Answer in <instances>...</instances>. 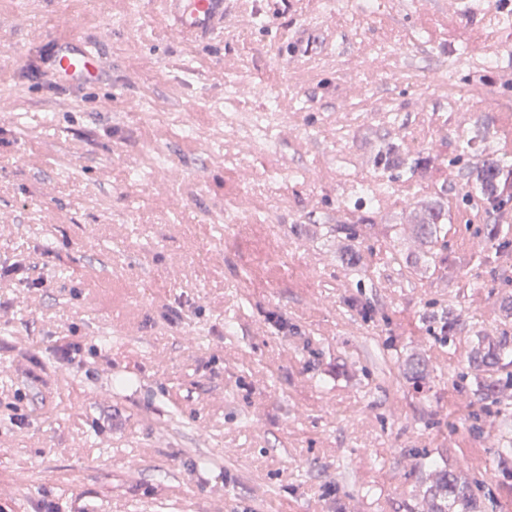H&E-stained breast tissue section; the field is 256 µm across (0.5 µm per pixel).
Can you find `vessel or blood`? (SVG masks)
Masks as SVG:
<instances>
[{
  "label": "vessel or blood",
  "mask_w": 512,
  "mask_h": 512,
  "mask_svg": "<svg viewBox=\"0 0 512 512\" xmlns=\"http://www.w3.org/2000/svg\"><path fill=\"white\" fill-rule=\"evenodd\" d=\"M162 12L175 36L185 43H197L222 32L234 0H159ZM99 54L90 47L67 42L56 44L51 70L59 84H92L97 80Z\"/></svg>",
  "instance_id": "vessel-or-blood-1"
}]
</instances>
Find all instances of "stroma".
<instances>
[{
	"label": "stroma",
	"instance_id": "1",
	"mask_svg": "<svg viewBox=\"0 0 512 512\" xmlns=\"http://www.w3.org/2000/svg\"><path fill=\"white\" fill-rule=\"evenodd\" d=\"M474 2L240 0L188 45L155 0H0V266L44 280H0V512H413L435 465L512 512L472 361L512 336V203L473 189L512 160V0ZM69 38L96 85L48 79ZM474 181L480 200L492 209L501 208L508 200L503 186L512 183V168L500 160L489 161L477 171Z\"/></svg>",
	"mask_w": 512,
	"mask_h": 512
}]
</instances>
